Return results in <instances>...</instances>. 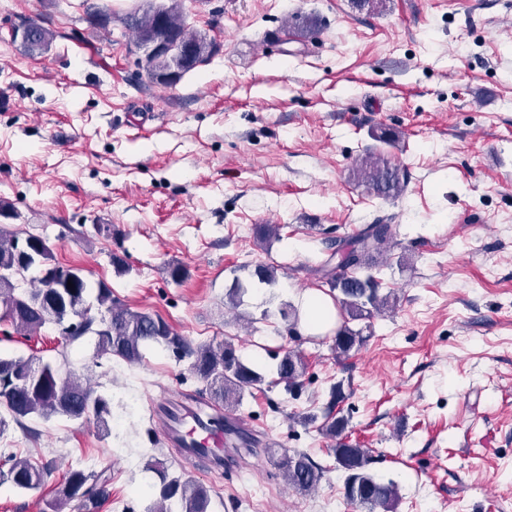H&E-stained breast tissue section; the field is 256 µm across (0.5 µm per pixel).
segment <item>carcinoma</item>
Masks as SVG:
<instances>
[{"label":"carcinoma","mask_w":512,"mask_h":512,"mask_svg":"<svg viewBox=\"0 0 512 512\" xmlns=\"http://www.w3.org/2000/svg\"><path fill=\"white\" fill-rule=\"evenodd\" d=\"M165 30L196 47L192 70L205 62L214 41L188 32L184 4L174 2L160 5ZM125 27L134 35V46L157 33V19L153 8L135 7L123 18ZM34 27L32 39L24 44L31 51H42L52 43L54 33L36 20L28 21ZM357 175L377 196L395 197L404 188V179L398 168L383 157L360 164ZM392 237V225L377 221L368 224L349 241L336 245L334 255L320 261L316 272L330 276L331 290L338 291L336 305L355 320L370 319L381 314L388 298L379 295L378 282L366 261L371 253L379 251ZM40 267V275L27 278L28 271ZM359 268L365 275L348 274L346 270ZM88 283L82 270L60 269L51 249L39 236L27 234L0 224V321L8 322L21 335L39 331L47 324L59 327L66 344L70 345L88 334L97 337L96 357H117L128 363H138L144 351L160 347L179 360H190L191 370L201 381L208 397L207 404L218 421H223L221 410L233 411L242 404L245 394L261 387L264 375L237 348L225 342L217 346L194 344L175 333L170 325L157 315L132 311L112 297V289L103 281L98 283L96 300L102 308L100 316L90 314L86 305ZM361 330L344 324L336 331L337 356L347 355L361 344ZM277 382L289 393L301 389V378L306 372L302 355L288 350L275 355ZM344 399L342 384L333 386L324 407L325 423L321 433L335 441L330 449L335 461L345 462L344 485L358 491L359 496L345 494L348 501L365 512H394L398 490L392 482H382L369 469L371 450L342 437L345 421L336 416V404ZM49 420L56 416L72 421L94 418L102 431L109 430L111 410L109 400L96 393L90 381L70 368L61 369L50 364L36 366L31 360L0 357V436L10 425L25 427L31 417ZM9 468L0 473V481H10L22 489H36L48 475V466L7 454ZM280 473L291 487L310 491L322 478V469L305 453L285 456L280 462ZM111 476L103 471L73 469L65 485L55 498L46 502L43 512H63L68 502L80 501V512H98L100 505L111 496ZM211 490L179 476L161 474L159 501L148 512H211Z\"/></svg>","instance_id":"carcinoma-1"}]
</instances>
